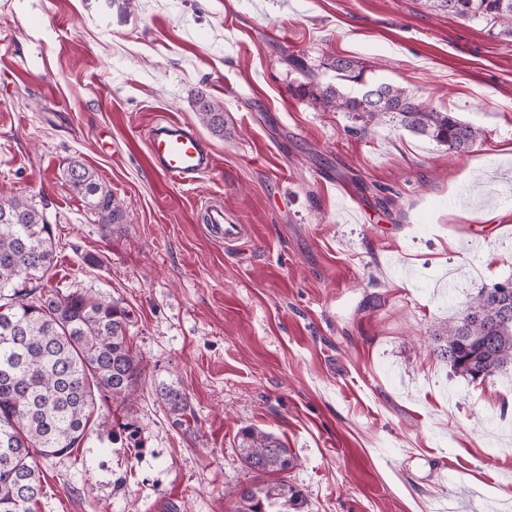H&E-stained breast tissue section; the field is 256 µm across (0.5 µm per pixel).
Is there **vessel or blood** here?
<instances>
[{
  "mask_svg": "<svg viewBox=\"0 0 512 512\" xmlns=\"http://www.w3.org/2000/svg\"><path fill=\"white\" fill-rule=\"evenodd\" d=\"M147 147L153 170L177 185L194 184L213 166L210 153L194 130L168 116L151 128ZM202 222L211 237L228 246H242L251 238L248 225L225 222L224 207L218 202L203 207Z\"/></svg>",
  "mask_w": 512,
  "mask_h": 512,
  "instance_id": "vessel-or-blood-1",
  "label": "vessel or blood"
}]
</instances>
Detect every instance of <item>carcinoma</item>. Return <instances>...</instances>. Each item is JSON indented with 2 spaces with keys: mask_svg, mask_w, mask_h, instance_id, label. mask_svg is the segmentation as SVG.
Listing matches in <instances>:
<instances>
[{
  "mask_svg": "<svg viewBox=\"0 0 512 512\" xmlns=\"http://www.w3.org/2000/svg\"><path fill=\"white\" fill-rule=\"evenodd\" d=\"M428 2L512 35V0ZM290 63L303 76L290 86L292 95L344 112L363 130L388 117L454 152L468 150L481 137L480 128L454 112L432 108L407 88L380 83L361 94L346 91L365 84L364 69L355 60L322 63L335 73L334 83L318 80L300 57ZM197 104L200 122L224 135L219 105L202 89ZM67 180L99 223L108 227L124 218V206L85 164L71 162ZM55 252L52 227L32 199L0 196V512H31L42 487L37 458L80 447L94 426L107 425L93 420L97 400L119 408L142 385V359L119 303L88 292L63 294L58 288L46 294L32 286L52 270ZM436 340L439 357L462 377L483 379L512 368V281L480 289ZM156 395L171 412H185V399L173 386L157 384ZM239 448L246 467L258 475L280 474L296 465L279 438L253 427L241 431ZM235 512H307V499L282 479L254 482L239 490Z\"/></svg>",
  "mask_w": 512,
  "mask_h": 512,
  "instance_id": "carcinoma-1",
  "label": "carcinoma"
}]
</instances>
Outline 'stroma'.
I'll use <instances>...</instances> for the list:
<instances>
[{
	"instance_id": "obj_1",
	"label": "stroma",
	"mask_w": 512,
	"mask_h": 512,
	"mask_svg": "<svg viewBox=\"0 0 512 512\" xmlns=\"http://www.w3.org/2000/svg\"><path fill=\"white\" fill-rule=\"evenodd\" d=\"M291 55L325 82L320 63L354 59L483 135L456 153L391 121L353 131L291 95ZM202 87L223 135L199 122ZM162 115L215 159L196 184L150 166ZM74 158L123 221L87 210ZM18 194L58 242L46 285L119 301L144 360L128 410L98 402L108 428L40 459L34 512H233L246 426L296 457L309 512L512 507V371L470 381L434 341L512 279V36L427 0H0V196ZM210 201L246 246L209 236ZM66 175L70 187L82 197L86 207L98 217L100 224L107 227L124 218V206L85 164L74 160L67 167ZM156 395L160 398L170 409L171 412L177 415H183L187 408L185 399L182 393L174 388V386L167 385L163 382L158 383L156 386Z\"/></svg>"
}]
</instances>
